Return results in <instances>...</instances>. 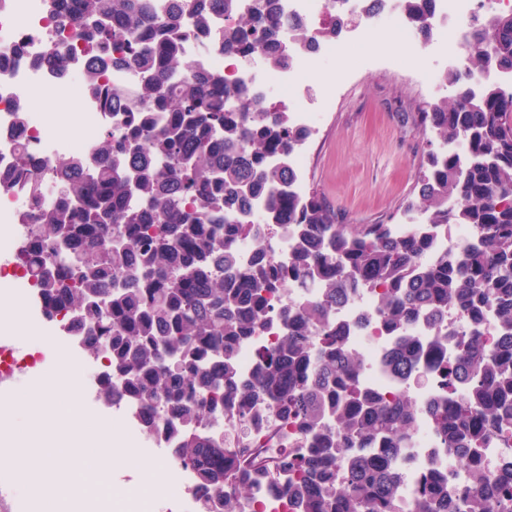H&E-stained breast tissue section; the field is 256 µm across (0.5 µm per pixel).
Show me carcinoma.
<instances>
[{"mask_svg": "<svg viewBox=\"0 0 512 512\" xmlns=\"http://www.w3.org/2000/svg\"><path fill=\"white\" fill-rule=\"evenodd\" d=\"M433 3L401 0V7L424 29ZM43 7L54 21H75L89 59L86 83L111 66L131 68L141 81L104 91L112 111L136 112L121 138L100 136L92 176L77 159L53 164L56 200L32 216L29 266L46 304L73 314L86 354L109 359L106 391L138 401L150 417L162 407L182 423L179 456L195 470L199 512H237L239 499L261 492L240 482L224 493L241 456L223 436L196 427L226 401L241 416L262 401L313 438L308 453L279 464L306 512H397L394 461L416 407L405 394L389 400L360 386L364 362L345 352L347 332L332 320L355 288L376 291L382 325L396 338L386 355L394 375L408 381L422 359L432 360L444 393L437 434L472 483L471 493L454 496L448 476L432 473L417 512H512V462L489 476L474 458L486 439L512 432V97L503 83L472 84L492 69L512 75V10L474 22L463 68L444 75L451 97L420 112L443 144L461 150L428 154L419 202L409 205L422 227L397 240L385 224L349 231L322 199L295 195L287 158L307 132L274 106L231 104L223 74L195 71L177 51L185 14L202 30L218 11L224 52L259 49L279 67L288 54L274 4L251 15L238 13L235 0H171L162 16L151 0H43ZM351 22L330 10L314 30L294 24L295 45L332 40ZM256 198L263 224L294 226L286 265L267 260L261 231L246 220ZM450 224L471 225L473 238L433 251ZM245 239L256 244L248 267L237 257ZM316 285L320 298L280 312L282 335L240 381L236 345L262 332L268 294ZM451 309L464 323L448 362L425 350L412 326L423 319L433 335L446 336L437 322ZM490 314L493 343L483 332ZM344 448L355 452L339 484Z\"/></svg>", "mask_w": 512, "mask_h": 512, "instance_id": "cac0c4a2", "label": "carcinoma"}]
</instances>
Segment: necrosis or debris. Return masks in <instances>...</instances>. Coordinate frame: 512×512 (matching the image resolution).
I'll use <instances>...</instances> for the list:
<instances>
[{
    "label": "necrosis or debris",
    "mask_w": 512,
    "mask_h": 512,
    "mask_svg": "<svg viewBox=\"0 0 512 512\" xmlns=\"http://www.w3.org/2000/svg\"><path fill=\"white\" fill-rule=\"evenodd\" d=\"M509 4L512 0H436L428 19L431 37L427 40L422 39L407 19L399 0H382L377 17L397 28L403 43L423 45L429 54L442 59L447 69L457 70L467 52L464 35L476 14L488 17ZM72 31V26L48 20L42 0H0V174L13 178L9 191L0 195V223L8 225L10 230L5 249L12 256L10 263H0V279H16L27 288L33 285L27 263L31 240L28 216L37 203L51 201L50 196L42 197L33 192L35 183L45 186L53 183L45 161L63 155L91 160L101 132L122 131L132 118L128 112H112L87 93L82 96L83 110L77 118L50 117L40 112L35 100L37 94L67 95L85 86L81 66L62 74L47 61L53 49L68 44ZM361 41V36L353 34L319 43L292 54L287 66L276 70L265 67L261 52L227 54L204 35L188 37L180 47L184 54L194 57L198 68L223 71L228 85L243 92L246 98L278 94L279 103L288 112L293 125L313 132L334 99L332 92H325L318 108H310L303 93L305 77L322 72L324 62L342 59L345 50ZM22 143L28 145L33 164L40 169L39 181L14 174L17 148ZM335 319L349 329L343 339L344 347L365 362L362 384L387 397L408 394L417 408L397 461L399 512H416L417 494L425 478L435 470L447 474L456 492L469 489V481L460 476L453 454L444 448L433 427L429 408L441 395L436 380L406 383L393 378L381 367L394 339L387 336L381 326L374 291L368 288L356 291L337 309ZM281 332L279 319L273 318L261 335L240 341L236 365L242 379L250 378L259 353ZM110 402L118 414L112 423L113 443L126 444L134 453L145 446L160 449L159 466L175 474L176 499L183 512H193L197 488L191 471L171 452L176 442L167 433V418L158 417L154 425L149 426L144 423L137 404L119 396ZM199 428L203 431L223 429L225 445L235 448L244 457L260 452L268 463V470L245 473V480L259 485L262 495L256 503L242 501L241 512H301L288 494V474L280 470L278 464L286 454H306L311 446L310 437L264 406L243 419L232 408H225L223 414L200 422Z\"/></svg>",
    "instance_id": "necrosis-or-debris-1"
}]
</instances>
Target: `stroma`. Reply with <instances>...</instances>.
I'll return each mask as SVG.
<instances>
[{
  "mask_svg": "<svg viewBox=\"0 0 512 512\" xmlns=\"http://www.w3.org/2000/svg\"><path fill=\"white\" fill-rule=\"evenodd\" d=\"M360 49L338 82L332 109L316 134L305 141L308 189L334 209L340 222L359 227L393 224L418 199V176L438 143L418 118L420 108L437 95L394 72L390 59L359 63ZM40 354L26 375L32 398L22 409L0 404V462L24 454L29 464L6 478L23 492L24 512H38L42 486L38 454L64 439L59 429L39 424L38 390L51 365Z\"/></svg>",
  "mask_w": 512,
  "mask_h": 512,
  "instance_id": "obj_1",
  "label": "stroma"
}]
</instances>
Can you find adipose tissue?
Listing matches in <instances>:
<instances>
[{
  "instance_id": "1",
  "label": "adipose tissue",
  "mask_w": 512,
  "mask_h": 512,
  "mask_svg": "<svg viewBox=\"0 0 512 512\" xmlns=\"http://www.w3.org/2000/svg\"><path fill=\"white\" fill-rule=\"evenodd\" d=\"M41 419L49 426L68 425L80 416V397L76 386V367L64 353H57L53 371L44 382ZM89 436L82 451L62 446L42 451L40 477L43 487L54 488L61 475L84 482L88 488L101 485V471L105 465L96 451L94 424H87Z\"/></svg>"
}]
</instances>
